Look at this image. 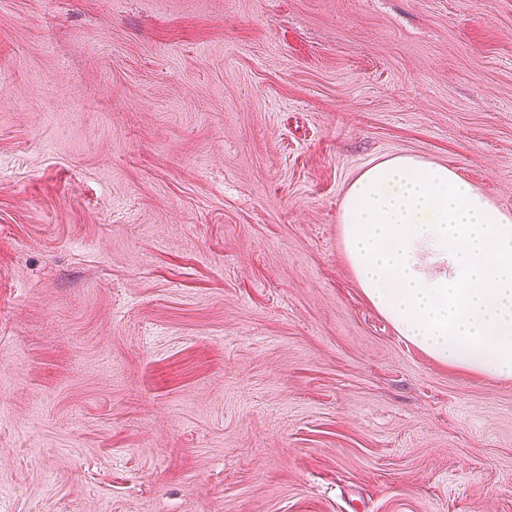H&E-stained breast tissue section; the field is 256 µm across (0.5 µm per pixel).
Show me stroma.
<instances>
[{"label":"stroma","mask_w":512,"mask_h":512,"mask_svg":"<svg viewBox=\"0 0 512 512\" xmlns=\"http://www.w3.org/2000/svg\"><path fill=\"white\" fill-rule=\"evenodd\" d=\"M396 155L512 214V0H0V512H512L342 251Z\"/></svg>","instance_id":"35a3bbf8"}]
</instances>
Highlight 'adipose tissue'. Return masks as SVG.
Segmentation results:
<instances>
[{
	"mask_svg": "<svg viewBox=\"0 0 512 512\" xmlns=\"http://www.w3.org/2000/svg\"><path fill=\"white\" fill-rule=\"evenodd\" d=\"M339 222L355 280L398 336L512 379V214L447 165L402 155L352 181Z\"/></svg>",
	"mask_w": 512,
	"mask_h": 512,
	"instance_id": "1",
	"label": "adipose tissue"
}]
</instances>
